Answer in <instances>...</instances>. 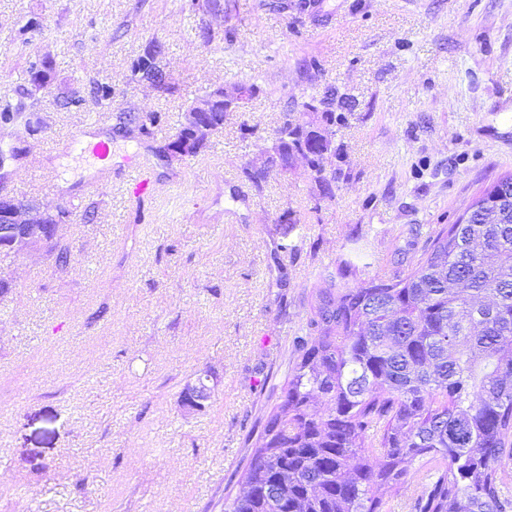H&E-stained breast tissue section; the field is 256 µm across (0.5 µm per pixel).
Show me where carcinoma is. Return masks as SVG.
<instances>
[{
    "label": "carcinoma",
    "mask_w": 512,
    "mask_h": 512,
    "mask_svg": "<svg viewBox=\"0 0 512 512\" xmlns=\"http://www.w3.org/2000/svg\"><path fill=\"white\" fill-rule=\"evenodd\" d=\"M162 47L130 62V79L159 84ZM53 77V59L27 68L30 96L43 90L36 69ZM72 84L56 98L79 108ZM25 104L0 98V125L15 126ZM121 123L151 133L162 114H126ZM316 145L285 120L273 153L282 165ZM512 184L497 177L474 201ZM73 208L44 210V222L70 223ZM54 265L72 261L58 238ZM348 263L314 289L306 333L293 340L294 362L267 414L224 512H383L379 488L407 483L416 461L428 481L415 512H512V191L499 220L450 224L429 239L411 269L341 288ZM325 406L317 407V401Z\"/></svg>",
    "instance_id": "carcinoma-1"
}]
</instances>
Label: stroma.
<instances>
[{"label": "stroma", "instance_id": "35a3bbf8", "mask_svg": "<svg viewBox=\"0 0 512 512\" xmlns=\"http://www.w3.org/2000/svg\"><path fill=\"white\" fill-rule=\"evenodd\" d=\"M0 0V96L19 98L33 52L56 84H112L111 107L26 98L41 131L5 184L40 206H78L57 269L17 256L0 295V512H223L245 439L275 404L309 296L341 262L343 288L415 263L492 178L512 172V0ZM40 27L22 43L23 18ZM163 47L165 83L127 79ZM251 98L224 114L201 156L157 148L204 91ZM332 111L322 191L301 160L262 185L284 115ZM158 112L152 134L119 113ZM112 144V181L75 137ZM148 161L150 194L127 189ZM287 250L276 253L277 245ZM212 374L205 409L179 396Z\"/></svg>", "mask_w": 512, "mask_h": 512}]
</instances>
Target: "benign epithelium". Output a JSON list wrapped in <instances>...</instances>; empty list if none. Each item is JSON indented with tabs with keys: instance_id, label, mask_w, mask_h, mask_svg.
I'll use <instances>...</instances> for the list:
<instances>
[{
	"instance_id": "1",
	"label": "benign epithelium",
	"mask_w": 512,
	"mask_h": 512,
	"mask_svg": "<svg viewBox=\"0 0 512 512\" xmlns=\"http://www.w3.org/2000/svg\"><path fill=\"white\" fill-rule=\"evenodd\" d=\"M237 100V96L226 97L222 93L197 99L185 113L186 135L181 139L171 140L164 157L169 160H182L193 156L198 146L206 142L215 131L210 114L216 104L221 103L229 108ZM5 182L6 176L0 175V242L17 255L46 249L56 237V232L48 224L36 223V218L32 216L36 207L28 202H20L5 192ZM209 399L210 389L199 377L196 383L187 384L181 391L179 406L184 414L190 415L202 411Z\"/></svg>"
}]
</instances>
